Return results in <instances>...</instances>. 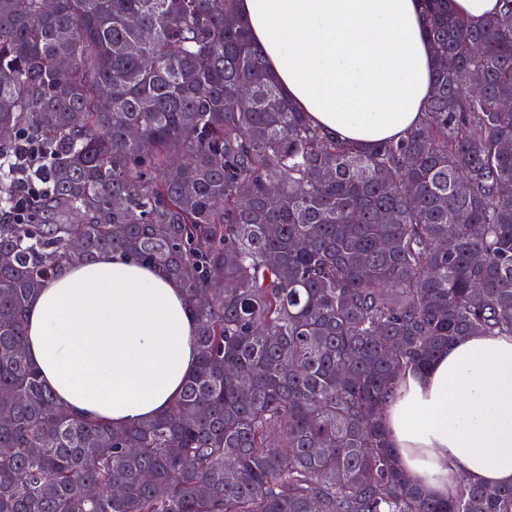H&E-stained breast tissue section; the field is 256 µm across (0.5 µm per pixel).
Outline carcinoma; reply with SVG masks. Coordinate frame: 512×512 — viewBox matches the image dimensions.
<instances>
[{
    "label": "carcinoma",
    "mask_w": 512,
    "mask_h": 512,
    "mask_svg": "<svg viewBox=\"0 0 512 512\" xmlns=\"http://www.w3.org/2000/svg\"><path fill=\"white\" fill-rule=\"evenodd\" d=\"M44 2L0 0V152L48 157L0 224V512H512V487L425 496L381 419L401 372L512 336V0L479 25L423 0V122L369 149L284 98L235 0ZM114 251L196 320V374L131 428L59 406L24 350L31 294Z\"/></svg>",
    "instance_id": "carcinoma-1"
}]
</instances>
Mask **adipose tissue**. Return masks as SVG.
I'll list each match as a JSON object with an SVG mask.
<instances>
[{
  "label": "adipose tissue",
  "mask_w": 512,
  "mask_h": 512,
  "mask_svg": "<svg viewBox=\"0 0 512 512\" xmlns=\"http://www.w3.org/2000/svg\"><path fill=\"white\" fill-rule=\"evenodd\" d=\"M282 93L371 147L418 126L435 60L421 0H237ZM25 352L57 403L116 426L166 412L197 369L181 284L116 253L67 265L30 299ZM406 476L433 499L512 485V336L476 332L406 371L382 410Z\"/></svg>",
  "instance_id": "adipose-tissue-1"
}]
</instances>
